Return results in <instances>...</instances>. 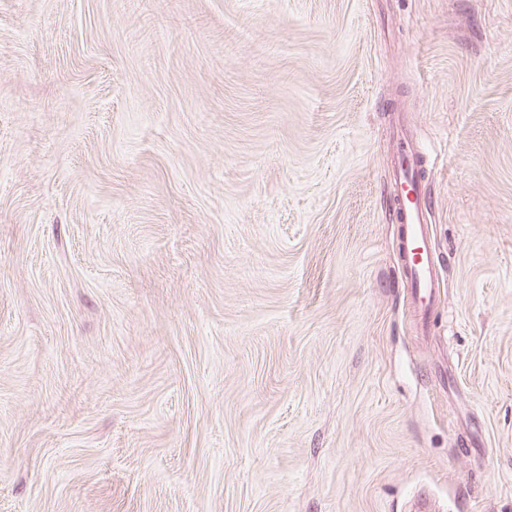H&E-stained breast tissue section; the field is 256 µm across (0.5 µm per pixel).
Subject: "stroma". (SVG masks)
<instances>
[{"label": "stroma", "instance_id": "1", "mask_svg": "<svg viewBox=\"0 0 512 512\" xmlns=\"http://www.w3.org/2000/svg\"><path fill=\"white\" fill-rule=\"evenodd\" d=\"M421 490L512 512V0H0V512ZM397 164L390 179L392 216L400 224L399 253L405 283L420 327L431 326L430 316L440 288L439 272L428 219L431 201L424 174L427 159L405 132L395 135Z\"/></svg>", "mask_w": 512, "mask_h": 512}]
</instances>
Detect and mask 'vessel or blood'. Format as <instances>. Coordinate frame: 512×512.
I'll return each mask as SVG.
<instances>
[{
  "label": "vessel or blood",
  "mask_w": 512,
  "mask_h": 512,
  "mask_svg": "<svg viewBox=\"0 0 512 512\" xmlns=\"http://www.w3.org/2000/svg\"><path fill=\"white\" fill-rule=\"evenodd\" d=\"M397 164L390 179L392 215L400 226L399 253L404 280L422 329L430 316L440 288V265L434 250L428 219L431 201L424 178L427 159L405 132L395 136Z\"/></svg>",
  "instance_id": "b4317fda"
}]
</instances>
